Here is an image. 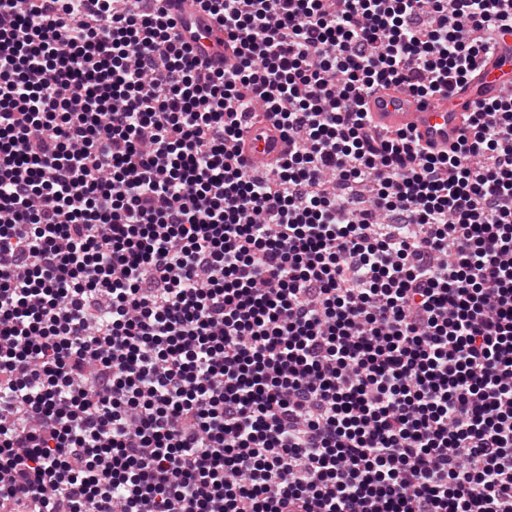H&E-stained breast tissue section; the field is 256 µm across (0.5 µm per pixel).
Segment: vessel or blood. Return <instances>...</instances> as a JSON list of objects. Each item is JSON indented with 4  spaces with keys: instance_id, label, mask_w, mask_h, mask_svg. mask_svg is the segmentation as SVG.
<instances>
[{
    "instance_id": "1",
    "label": "vessel or blood",
    "mask_w": 512,
    "mask_h": 512,
    "mask_svg": "<svg viewBox=\"0 0 512 512\" xmlns=\"http://www.w3.org/2000/svg\"><path fill=\"white\" fill-rule=\"evenodd\" d=\"M177 36L193 46L199 58L233 64L232 49L224 42V30L202 11L197 0H172ZM512 92V34L505 35L482 55L477 72L454 85L450 94L432 100L391 86L365 99L371 122L389 131L416 135L421 146L440 152L454 143L469 123L472 112ZM240 149L250 168L267 170L288 150V141L272 123L256 124L243 133Z\"/></svg>"
}]
</instances>
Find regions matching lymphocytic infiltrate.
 <instances>
[{
  "instance_id": "1",
  "label": "lymphocytic infiltrate",
  "mask_w": 512,
  "mask_h": 512,
  "mask_svg": "<svg viewBox=\"0 0 512 512\" xmlns=\"http://www.w3.org/2000/svg\"><path fill=\"white\" fill-rule=\"evenodd\" d=\"M141 2L0 0V512H512V97L441 155L362 104L512 13L199 0L224 70ZM239 146L252 170H267L288 151V140L278 127L264 122L246 129Z\"/></svg>"
}]
</instances>
